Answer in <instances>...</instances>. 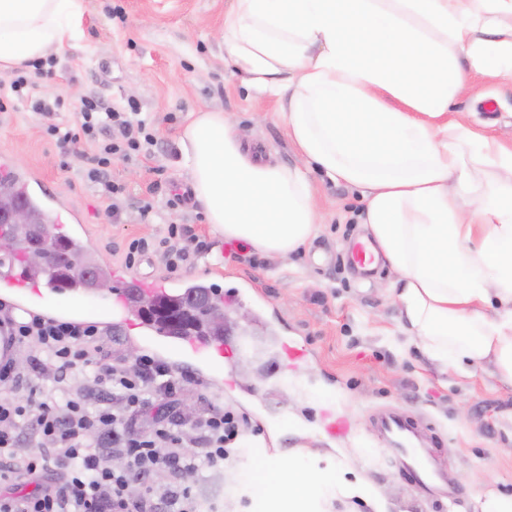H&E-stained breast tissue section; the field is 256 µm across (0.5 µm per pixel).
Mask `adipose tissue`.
<instances>
[{
	"instance_id": "adipose-tissue-1",
	"label": "adipose tissue",
	"mask_w": 512,
	"mask_h": 512,
	"mask_svg": "<svg viewBox=\"0 0 512 512\" xmlns=\"http://www.w3.org/2000/svg\"><path fill=\"white\" fill-rule=\"evenodd\" d=\"M83 9L0 0V73L74 47ZM223 40L301 161L274 162L225 113H191L180 140L207 222L288 255L319 222L311 171L356 188L408 336L441 369L488 365L512 385V145L452 116L471 76L512 79V0H230ZM254 482L282 512L354 490L267 461Z\"/></svg>"
}]
</instances>
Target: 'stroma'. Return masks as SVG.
Segmentation results:
<instances>
[{
	"label": "stroma",
	"mask_w": 512,
	"mask_h": 512,
	"mask_svg": "<svg viewBox=\"0 0 512 512\" xmlns=\"http://www.w3.org/2000/svg\"><path fill=\"white\" fill-rule=\"evenodd\" d=\"M228 0H85L79 48L52 53L57 79L41 95L63 97L59 111L27 107L0 110V154L32 172L49 213L48 225H75L104 267L126 265L131 241L149 247L130 273L147 281H172L174 291L193 284L217 288L227 306L233 336L222 366L189 360L164 337H145L126 325H109L103 307L118 286L72 293L85 320L111 326L109 359L129 363L147 354L173 376L189 380L168 400L145 408L136 420L151 429L156 420L193 421L210 403L233 406L252 428L241 455L226 469L206 473L196 488L205 496L224 486V512H276L260 498L248 476L264 459L284 475L343 472L370 489L366 500L328 494L312 512H479L489 490L512 493V386L491 367L472 375L443 372L406 336L388 288L387 267L364 278L339 257L365 227L357 189L314 178L321 222L307 247L288 256L266 255L224 240L207 224L194 201L180 135L189 113H226L239 133L274 160L300 158L276 117L277 102L257 96L224 67V10ZM95 95L113 107L136 106L157 140L151 152L112 162L123 188L114 214L85 176L79 155L63 154L46 134L52 123L75 120L83 98ZM462 117L474 127L512 143V86L476 76L460 100ZM172 224L191 231L187 258L170 269L162 241ZM285 336L308 358L296 369L270 375L279 361L275 337ZM383 408L425 416L441 433L439 453L461 487L453 500L433 510L416 485L382 459L370 420ZM347 418L362 437L334 439L323 415Z\"/></svg>",
	"instance_id": "stroma-1"
}]
</instances>
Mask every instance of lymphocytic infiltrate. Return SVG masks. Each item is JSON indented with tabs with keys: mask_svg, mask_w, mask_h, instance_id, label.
Wrapping results in <instances>:
<instances>
[{
	"mask_svg": "<svg viewBox=\"0 0 512 512\" xmlns=\"http://www.w3.org/2000/svg\"><path fill=\"white\" fill-rule=\"evenodd\" d=\"M145 122L112 109L98 97L84 99L74 123L49 127L64 150L86 148L87 177L103 197L117 188L108 168L113 157L139 150ZM109 330L90 322H63L38 314L0 316V512H200L186 472L218 470L239 453L247 418L213 405L191 429L166 422L154 431L132 430L129 420L175 392L168 369L148 355L133 365L108 362ZM35 343L42 351L31 374L37 383L17 396L21 373L13 348ZM91 370L96 402L60 384ZM37 450L20 453L23 440ZM111 440L124 464H106L101 445ZM30 490H22V483Z\"/></svg>",
	"mask_w": 512,
	"mask_h": 512,
	"instance_id": "obj_1",
	"label": "lymphocytic infiltrate"
}]
</instances>
